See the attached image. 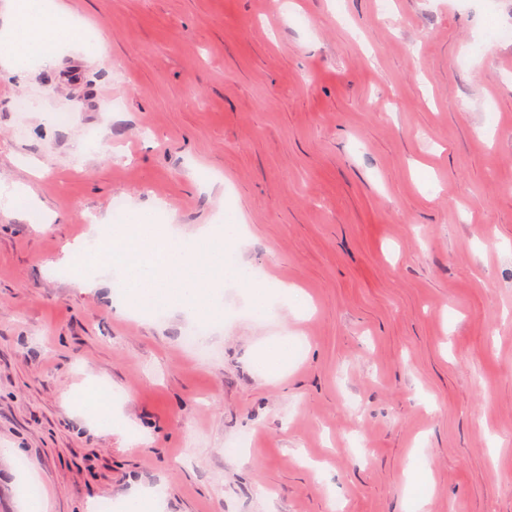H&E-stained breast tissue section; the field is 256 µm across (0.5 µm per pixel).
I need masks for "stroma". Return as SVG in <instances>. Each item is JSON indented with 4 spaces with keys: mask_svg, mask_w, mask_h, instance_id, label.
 <instances>
[{
    "mask_svg": "<svg viewBox=\"0 0 512 512\" xmlns=\"http://www.w3.org/2000/svg\"><path fill=\"white\" fill-rule=\"evenodd\" d=\"M48 5L97 47L0 60V512H512V0ZM119 198L240 224L217 356L59 266Z\"/></svg>",
    "mask_w": 512,
    "mask_h": 512,
    "instance_id": "stroma-1",
    "label": "stroma"
}]
</instances>
